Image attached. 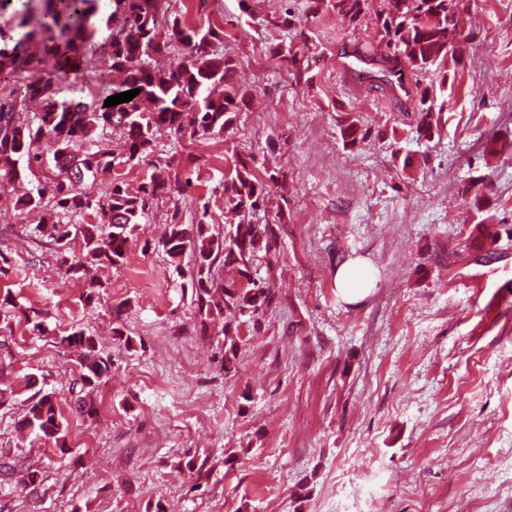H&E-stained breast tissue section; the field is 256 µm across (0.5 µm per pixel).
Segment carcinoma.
<instances>
[{
	"instance_id": "cac0c4a2",
	"label": "carcinoma",
	"mask_w": 512,
	"mask_h": 512,
	"mask_svg": "<svg viewBox=\"0 0 512 512\" xmlns=\"http://www.w3.org/2000/svg\"><path fill=\"white\" fill-rule=\"evenodd\" d=\"M161 0H0V13L12 9L11 25L0 26V189L22 178L27 165L40 160L36 151L45 143L51 153L54 177L21 201L23 209L40 214L36 232L64 249L76 239L81 252L66 267L72 280L89 267L122 264L136 226L152 203L180 193L189 185L171 180L161 166L131 192L116 173L99 196L82 192L89 175L116 167L134 168L154 155L156 133L168 130L191 139H215L231 130L246 104L247 94L235 82L236 62L224 56V28L202 27L185 19L161 15ZM316 12L332 9L356 22L368 14V0H313ZM375 12L377 34L387 51L368 52L360 61L377 70V78L394 85L395 74L442 69L447 82L448 55L461 25L455 0H382ZM103 29L108 35L98 40ZM88 75L85 85L67 86L72 72ZM113 73L123 76L121 91L139 93L128 103L104 106L95 87ZM420 96L415 118L418 138L440 135L441 112L435 111L434 90L415 85ZM120 129L124 150L116 156L100 146L97 137ZM370 129L355 117L340 128L345 146L367 140ZM269 185L254 173V159L235 158L224 178V208L239 216L236 224L216 232L198 221L182 224L173 218L162 240L171 262L190 254L188 286L201 331L215 329L221 368L229 375L238 369L243 318L258 328L272 306L275 293L262 265H271L278 244L273 225L253 224L247 215L266 208ZM500 231L487 215L471 225L451 256L457 260L500 253ZM59 346L77 355V374L69 394L77 411L93 418L90 394L112 372V360L89 330L72 326L55 337ZM12 351L0 341V402L14 397L9 380ZM37 379L24 376L28 392L20 421L23 429L54 441L65 451L67 426L53 392L36 388ZM19 474L36 490L41 470L26 456L0 455L3 479Z\"/></svg>"
}]
</instances>
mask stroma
Here are the masks:
<instances>
[{
    "mask_svg": "<svg viewBox=\"0 0 512 512\" xmlns=\"http://www.w3.org/2000/svg\"><path fill=\"white\" fill-rule=\"evenodd\" d=\"M162 7L223 27L247 105L220 138L158 134L152 163L193 183L154 203L122 265L98 270L93 303L35 233L37 214L16 204L52 165L0 190V294L20 314L4 335L16 373L56 393L68 424L62 451L19 433L22 405H0V452L44 474L34 496L21 476L0 480V512H512V238L492 265L448 260L476 221L473 177L494 223L512 226V0H459L446 123L429 142L413 105L355 71L379 43L374 26L310 0ZM282 41L297 63L271 57ZM351 115L372 132L353 148L339 131ZM489 138L499 153L484 152ZM239 153L280 174L252 216L278 235L268 280L279 304L259 331L243 328L228 377L182 288L191 263H172L160 241L175 217L223 228L224 174ZM355 258L375 281L350 302L335 276ZM35 314L48 335H32ZM75 324L112 358L93 419L71 408L74 358L54 341ZM190 456L212 468L198 488L178 469Z\"/></svg>",
    "mask_w": 512,
    "mask_h": 512,
    "instance_id": "obj_1",
    "label": "stroma"
}]
</instances>
